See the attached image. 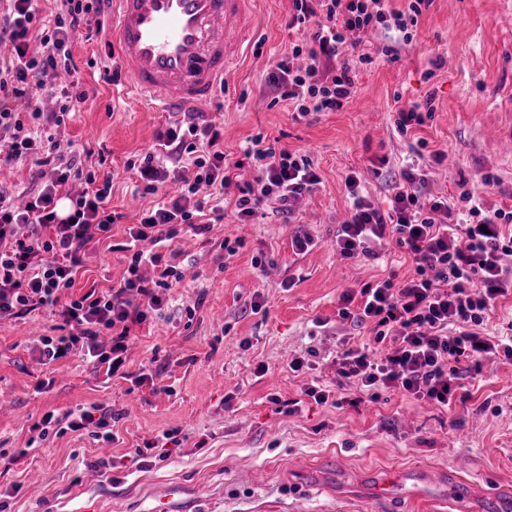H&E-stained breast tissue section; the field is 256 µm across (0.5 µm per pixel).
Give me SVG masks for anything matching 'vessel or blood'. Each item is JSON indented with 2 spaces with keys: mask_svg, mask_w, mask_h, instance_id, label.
I'll return each instance as SVG.
<instances>
[{
  "mask_svg": "<svg viewBox=\"0 0 512 512\" xmlns=\"http://www.w3.org/2000/svg\"><path fill=\"white\" fill-rule=\"evenodd\" d=\"M112 41L127 97L167 112L208 111L257 24L256 0H111ZM429 485L428 469L384 470L378 496L406 482Z\"/></svg>",
  "mask_w": 512,
  "mask_h": 512,
  "instance_id": "vessel-or-blood-1",
  "label": "vessel or blood"
}]
</instances>
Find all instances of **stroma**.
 <instances>
[{
  "label": "stroma",
  "instance_id": "stroma-1",
  "mask_svg": "<svg viewBox=\"0 0 512 512\" xmlns=\"http://www.w3.org/2000/svg\"><path fill=\"white\" fill-rule=\"evenodd\" d=\"M291 11V0H261L259 27L206 118L223 122L231 157L261 135L306 154L320 185L296 200L292 218L267 204L249 223L228 214L206 237L179 234L172 245L183 280L162 316L132 326L126 376L106 377L78 358L49 370L35 349L39 336L55 333L47 311L0 321V512H453L452 476L471 486L467 512L512 508V363H487L465 379L464 400L447 408L398 392L350 405L358 387L338 383L343 340H375L341 320V298L413 276L414 265L389 237L370 259L344 260L334 247L351 206L347 175L389 210L402 161L419 140L447 152L427 164L430 193L480 190L489 172L498 183L485 201L512 207V0H432L408 43L369 32L358 50L374 62L359 70L343 108L306 117L274 102L265 82L302 36L286 27ZM91 27L92 37L71 44L87 99L56 142L63 153L92 148V170L104 151L110 205L132 220L156 199L136 192L126 163L154 147L171 116L114 96L110 14ZM425 102L431 119L399 134L398 110ZM383 158L386 171L375 176ZM301 232L319 244L297 254L291 240ZM124 238L116 225L86 252L74 293L120 279ZM228 238L234 250L225 249ZM310 349L308 368L292 371L295 355ZM50 375L53 387L38 389ZM313 384L330 389L333 402L305 396ZM94 406L111 413L112 442L93 424L45 436L32 429L45 413ZM323 458L334 466L317 486L305 471ZM413 466L440 474L426 494H374L372 472Z\"/></svg>",
  "mask_w": 512,
  "mask_h": 512
}]
</instances>
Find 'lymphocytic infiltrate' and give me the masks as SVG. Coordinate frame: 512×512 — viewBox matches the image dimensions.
<instances>
[{
	"instance_id": "f902f5d3",
	"label": "lymphocytic infiltrate",
	"mask_w": 512,
	"mask_h": 512,
	"mask_svg": "<svg viewBox=\"0 0 512 512\" xmlns=\"http://www.w3.org/2000/svg\"><path fill=\"white\" fill-rule=\"evenodd\" d=\"M39 0H5L0 9V138L8 141L0 164L35 157L41 182L37 196L15 206L0 189V321L22 318L33 311L50 312L68 334L40 337L37 349L44 364L79 355L96 369L114 375L124 364L129 323L146 321L168 303L167 292L183 273L175 263L171 242L181 228L194 235L210 232L204 212L224 216V191L236 187L234 209L240 220L253 218L262 202L289 214L293 200L312 192L320 179L307 156L275 148L254 138L243 159L224 151V128L199 122L193 115L169 122L156 139L161 154L147 153L136 168L137 189L157 194L170 176L169 162L189 161L193 174H180L178 195L154 205L138 223L125 229L128 269L107 291L88 289L79 297L69 291L83 263L87 245L110 238L120 213L112 211L110 178L83 168L81 152L56 153L53 131L87 93L73 79L55 109L41 102L58 70L76 72L71 42L89 15L102 14L104 0H61L53 24L42 23ZM429 0H411L407 11L391 9L389 0H292L293 23L316 21L311 39L294 44L279 60L268 83L295 112H333L343 108L358 65L372 63L369 54L351 57L348 34L372 29H396L411 41ZM257 171L253 182L234 186L232 176L243 161ZM83 180L82 192L59 208L62 189L70 179ZM423 163L411 162L396 182L391 210L383 211L347 177L352 198L350 217L336 230V249L345 259L368 257L375 240L395 235L414 265L412 277L385 279L344 294L338 314L359 326H371L376 342L391 341L395 349L374 359L366 347L351 345L340 355L338 375L366 391L401 392L416 400L449 405L462 381L481 372L484 362H512V336H483L482 326L496 303L512 297V210L490 207L482 197L466 192L456 212L444 197H426ZM209 186V196L199 194ZM151 265L156 277L144 279L141 265ZM111 334L110 348L97 343Z\"/></svg>"
}]
</instances>
